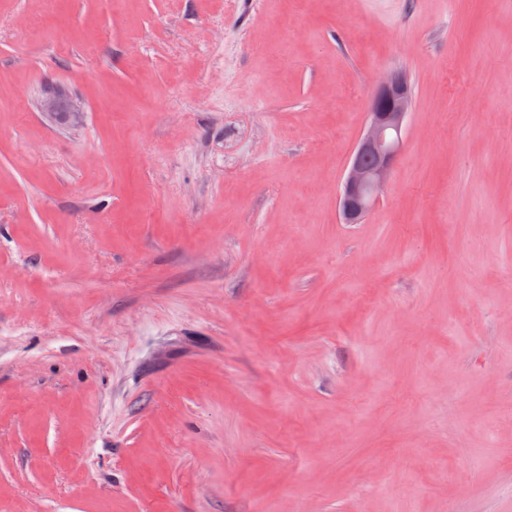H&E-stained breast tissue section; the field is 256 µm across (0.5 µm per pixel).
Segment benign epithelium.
I'll return each instance as SVG.
<instances>
[{"label":"benign epithelium","instance_id":"obj_1","mask_svg":"<svg viewBox=\"0 0 512 512\" xmlns=\"http://www.w3.org/2000/svg\"><path fill=\"white\" fill-rule=\"evenodd\" d=\"M411 101V88L405 75L399 71L384 73L341 181L338 204L343 223H363L384 193L403 150ZM42 110L58 120L59 111L75 113L79 105L71 103L63 108L57 100L48 97L42 101Z\"/></svg>","mask_w":512,"mask_h":512}]
</instances>
